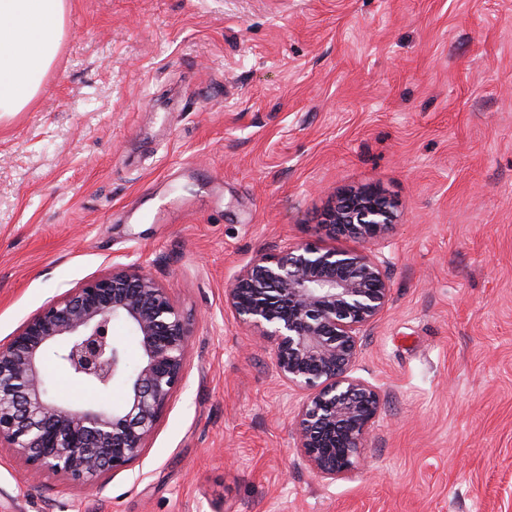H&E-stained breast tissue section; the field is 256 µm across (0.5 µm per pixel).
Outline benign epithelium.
<instances>
[{"mask_svg": "<svg viewBox=\"0 0 512 512\" xmlns=\"http://www.w3.org/2000/svg\"><path fill=\"white\" fill-rule=\"evenodd\" d=\"M394 222L392 203L369 189L339 197L325 213L329 233L363 243ZM382 261L368 251L298 243L260 254L224 289L236 319L273 344L279 378L306 393L295 444L326 478L359 463L381 406L379 391L353 376L358 340L389 302ZM123 323L140 349L129 369L126 346L112 335ZM190 342L186 318L153 275L119 264L42 306L8 343L0 344V447L10 448L34 477L62 476L91 487L137 460L159 413L185 377ZM55 347L57 365L74 381L106 391L121 381L127 398L74 404L49 397L42 364ZM345 448L336 454V439Z\"/></svg>", "mask_w": 512, "mask_h": 512, "instance_id": "benign-epithelium-1", "label": "benign epithelium"}]
</instances>
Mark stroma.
Returning <instances> with one entry per match:
<instances>
[{
  "mask_svg": "<svg viewBox=\"0 0 512 512\" xmlns=\"http://www.w3.org/2000/svg\"><path fill=\"white\" fill-rule=\"evenodd\" d=\"M380 189L379 240L331 236ZM384 261L354 374L365 466L319 477L303 399L224 304L259 254ZM137 262L187 318L185 378L91 488L0 447V512H512V0H67L25 111L0 115V343ZM392 203L382 193L369 189L339 197L324 214L329 233L350 235L362 243L381 238L394 222Z\"/></svg>",
  "mask_w": 512,
  "mask_h": 512,
  "instance_id": "1",
  "label": "stroma"
}]
</instances>
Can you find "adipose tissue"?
I'll use <instances>...</instances> for the list:
<instances>
[{"mask_svg": "<svg viewBox=\"0 0 512 512\" xmlns=\"http://www.w3.org/2000/svg\"><path fill=\"white\" fill-rule=\"evenodd\" d=\"M66 0H0V112H21L58 53Z\"/></svg>", "mask_w": 512, "mask_h": 512, "instance_id": "obj_1", "label": "adipose tissue"}]
</instances>
